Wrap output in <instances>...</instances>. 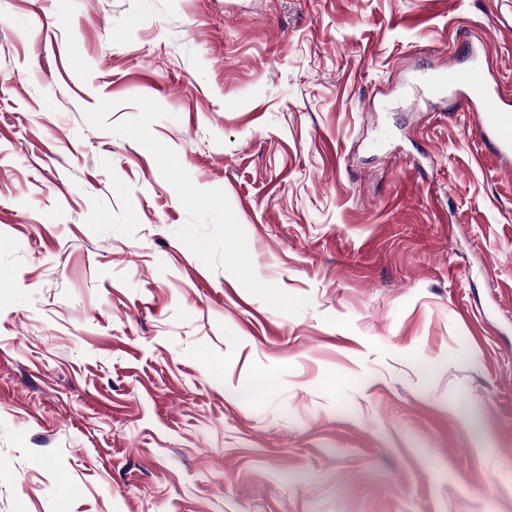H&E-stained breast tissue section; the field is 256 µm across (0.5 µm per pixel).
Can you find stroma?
<instances>
[{
	"label": "stroma",
	"mask_w": 512,
	"mask_h": 512,
	"mask_svg": "<svg viewBox=\"0 0 512 512\" xmlns=\"http://www.w3.org/2000/svg\"><path fill=\"white\" fill-rule=\"evenodd\" d=\"M511 15L0 0V512H512ZM469 64L464 67H441L432 71L425 82L424 92L430 100H442L452 94L459 108L473 112L476 135L491 157L500 166L512 168V104L510 91H505L498 80L490 79L483 60L488 56L487 43L467 45ZM480 90L473 100L468 92Z\"/></svg>",
	"instance_id": "1"
}]
</instances>
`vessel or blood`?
Listing matches in <instances>:
<instances>
[{"label": "vessel or blood", "mask_w": 512, "mask_h": 512, "mask_svg": "<svg viewBox=\"0 0 512 512\" xmlns=\"http://www.w3.org/2000/svg\"><path fill=\"white\" fill-rule=\"evenodd\" d=\"M469 63L464 67L434 69L424 91L429 99L455 96L461 109L476 118V135L497 164L512 168V93L487 74L483 61L488 56L486 41L467 45ZM479 90V98H470V90Z\"/></svg>", "instance_id": "1"}]
</instances>
